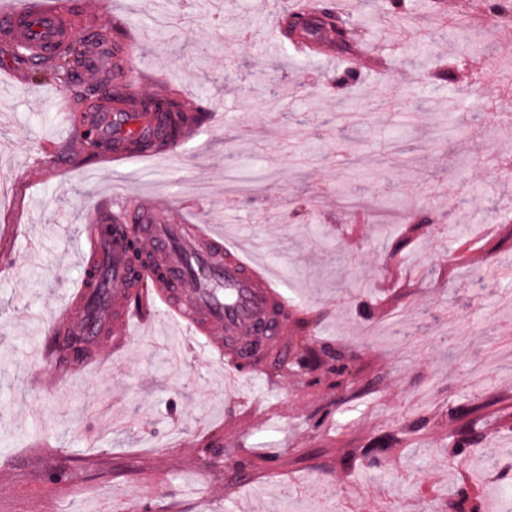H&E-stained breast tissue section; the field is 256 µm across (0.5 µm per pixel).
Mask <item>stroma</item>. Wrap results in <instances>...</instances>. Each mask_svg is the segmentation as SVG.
<instances>
[{"label":"stroma","mask_w":512,"mask_h":512,"mask_svg":"<svg viewBox=\"0 0 512 512\" xmlns=\"http://www.w3.org/2000/svg\"><path fill=\"white\" fill-rule=\"evenodd\" d=\"M152 2L90 17L131 34L141 95L222 114L170 159L83 154L60 84L0 43V512H437L465 477L480 512H512L493 467L512 461L496 404H512V223L495 220L512 215V123L469 124L512 113V78L484 77L512 63V22L488 0H403L395 25L389 0H327L351 52L299 53L280 20L303 0H165L167 32ZM457 16L468 30L440 36ZM118 192L251 244L306 308L288 332L305 370L224 390L203 356L166 362L182 337L154 314L126 351L104 335L93 371L41 370L82 226ZM475 255L504 273L477 305ZM332 354L352 362L341 389ZM453 404L476 406L485 435L464 458L448 451Z\"/></svg>","instance_id":"1"}]
</instances>
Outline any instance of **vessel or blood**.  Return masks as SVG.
<instances>
[{
	"label": "vessel or blood",
	"instance_id": "1",
	"mask_svg": "<svg viewBox=\"0 0 512 512\" xmlns=\"http://www.w3.org/2000/svg\"><path fill=\"white\" fill-rule=\"evenodd\" d=\"M0 37L25 47L28 58L39 59L56 54L79 33L66 23L55 0H30L25 7L0 9ZM130 53V45L123 43H86L77 76L85 81L91 72L110 68L131 77ZM89 115L98 136L113 142L111 157L118 164L132 156L121 143L125 132L152 140L166 136L151 115L106 103L92 107ZM117 218L137 229L143 248L160 261L164 278L156 279L148 269L132 271L120 238L103 221H91L84 227L90 257L81 266L76 305L50 314L48 333L61 331L89 342L108 333L113 348L122 350L137 339L133 320L139 306L150 305L176 324L210 366L223 370L228 383L270 378L272 370L287 363L288 326L302 310L268 268L212 225L162 218L148 198L121 202Z\"/></svg>",
	"mask_w": 512,
	"mask_h": 512
}]
</instances>
